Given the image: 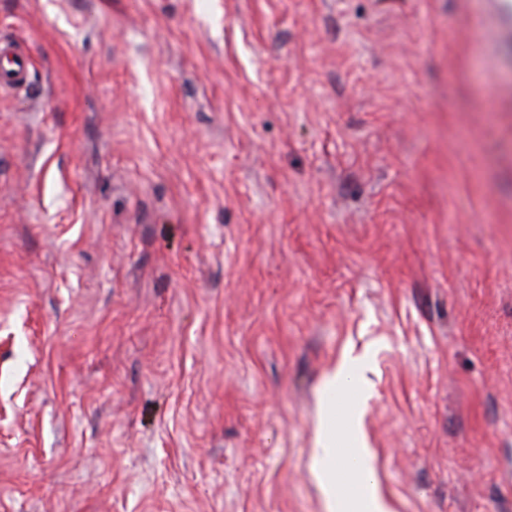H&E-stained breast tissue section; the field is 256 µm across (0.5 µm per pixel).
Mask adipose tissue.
<instances>
[{
    "label": "adipose tissue",
    "mask_w": 512,
    "mask_h": 512,
    "mask_svg": "<svg viewBox=\"0 0 512 512\" xmlns=\"http://www.w3.org/2000/svg\"><path fill=\"white\" fill-rule=\"evenodd\" d=\"M332 413V407H325L313 449V464L318 472L327 512H386V503L372 491L374 485L372 468L368 461L364 460L363 451L359 448L353 451V457L359 465V470L355 472L354 477L366 487L367 492L346 499L337 497L336 478L342 468V461L336 449V433L331 421Z\"/></svg>",
    "instance_id": "ef3b65f1"
}]
</instances>
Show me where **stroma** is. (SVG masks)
<instances>
[{
    "mask_svg": "<svg viewBox=\"0 0 512 512\" xmlns=\"http://www.w3.org/2000/svg\"><path fill=\"white\" fill-rule=\"evenodd\" d=\"M0 512H512V8L0 0ZM349 375L335 389L328 378ZM12 60L8 67L3 68L0 73V85H12L20 87L24 84L28 74L29 62L24 58V54L15 50L11 51ZM333 403L325 406L319 423L318 434L313 448V464L318 472V480L327 505L326 512H385L389 511L386 503L373 490L372 468L364 458L365 448H355L352 455L362 471L352 469L349 473L371 492L352 495L347 499L336 498V478L342 468V461L336 449V433L333 429L331 415Z\"/></svg>",
    "mask_w": 512,
    "mask_h": 512,
    "instance_id": "obj_1",
    "label": "stroma"
}]
</instances>
